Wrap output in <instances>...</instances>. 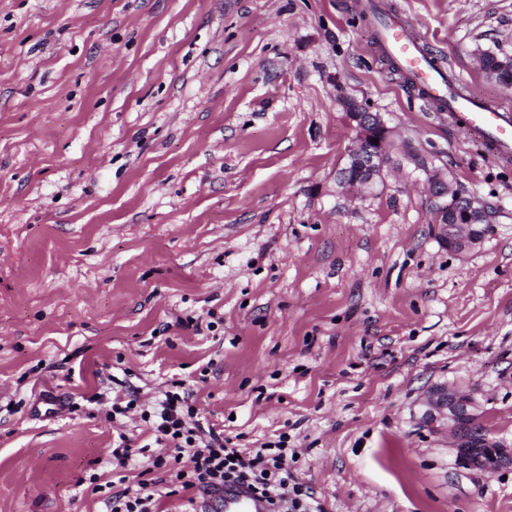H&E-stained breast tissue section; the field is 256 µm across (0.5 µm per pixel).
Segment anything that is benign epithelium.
<instances>
[{"label": "benign epithelium", "instance_id": "benign-epithelium-1", "mask_svg": "<svg viewBox=\"0 0 512 512\" xmlns=\"http://www.w3.org/2000/svg\"><path fill=\"white\" fill-rule=\"evenodd\" d=\"M346 118L357 132L354 146L348 152L349 159L370 158L369 165L363 167L352 178H344L339 185L357 194L372 191L384 184L385 165L379 160L389 154L393 142V130L388 127L378 112H371L354 98L343 100ZM377 142H372V139ZM426 186L430 194L440 200L437 208L440 242L448 250L466 254L477 249L483 240L486 206L476 197L462 199L456 196L448 176L439 170H426ZM423 419L427 426L437 424L448 426L455 438V451L459 463L467 468L494 473L512 466V448L490 442L488 448L480 450L467 444L469 435L467 419L475 411L473 400L460 395L446 385H436L430 389L425 401Z\"/></svg>", "mask_w": 512, "mask_h": 512}]
</instances>
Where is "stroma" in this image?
Instances as JSON below:
<instances>
[{
	"mask_svg": "<svg viewBox=\"0 0 512 512\" xmlns=\"http://www.w3.org/2000/svg\"><path fill=\"white\" fill-rule=\"evenodd\" d=\"M382 2L512 106L479 63L512 58V0ZM364 3L0 0V512H105L93 483L172 388L236 447L287 436L326 512H512V467L420 421L445 384L512 447V162L396 73ZM346 96L394 130L366 196L336 181ZM415 153L488 205L476 251L440 243Z\"/></svg>",
	"mask_w": 512,
	"mask_h": 512,
	"instance_id": "obj_1",
	"label": "stroma"
}]
</instances>
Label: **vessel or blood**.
I'll return each instance as SVG.
<instances>
[{"instance_id": "b4317fda", "label": "vessel or blood", "mask_w": 512, "mask_h": 512, "mask_svg": "<svg viewBox=\"0 0 512 512\" xmlns=\"http://www.w3.org/2000/svg\"><path fill=\"white\" fill-rule=\"evenodd\" d=\"M379 48L416 89L447 113L452 123L478 138L502 159L512 158V108L472 96L463 80L446 69L399 13L386 11L377 28ZM269 505L240 486H228L215 496L208 512H268Z\"/></svg>"}]
</instances>
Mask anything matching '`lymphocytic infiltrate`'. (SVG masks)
<instances>
[{
    "label": "lymphocytic infiltrate",
    "mask_w": 512,
    "mask_h": 512,
    "mask_svg": "<svg viewBox=\"0 0 512 512\" xmlns=\"http://www.w3.org/2000/svg\"><path fill=\"white\" fill-rule=\"evenodd\" d=\"M187 395L168 390L151 409L143 411L157 450L148 456V472L170 475L182 491L207 496L225 485L246 486L269 504L289 502L292 512H305L300 487L288 469V440L262 443L247 450L233 446L231 438L194 420ZM187 452L190 465L174 469L172 452Z\"/></svg>",
    "instance_id": "f902f5d3"
}]
</instances>
